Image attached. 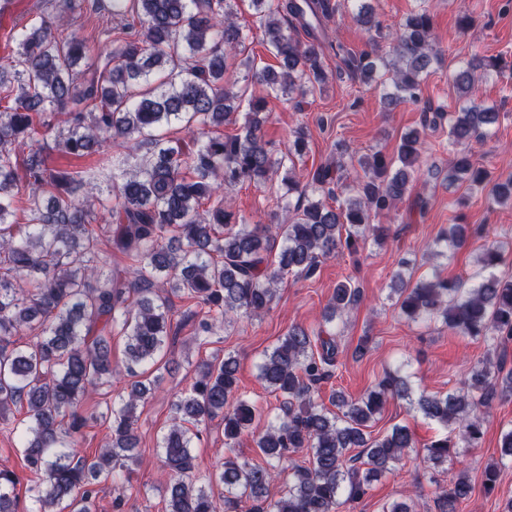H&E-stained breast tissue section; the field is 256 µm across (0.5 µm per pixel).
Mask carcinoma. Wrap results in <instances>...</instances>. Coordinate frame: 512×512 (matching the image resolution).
Instances as JSON below:
<instances>
[{
	"instance_id": "obj_1",
	"label": "carcinoma",
	"mask_w": 512,
	"mask_h": 512,
	"mask_svg": "<svg viewBox=\"0 0 512 512\" xmlns=\"http://www.w3.org/2000/svg\"><path fill=\"white\" fill-rule=\"evenodd\" d=\"M236 0H92L91 6L115 23L112 48L102 51L88 38H58L54 30L72 15L41 17L21 32H9L16 51L0 65V424L19 438L24 466L37 475L30 487L35 512H97L94 485L122 479L134 450L135 410L150 388L139 377L168 348L171 298L199 307L195 339L203 340L221 322L237 315L258 316L270 309L277 286L290 275L313 276L322 260L357 250L387 229L373 223L406 196L427 131L448 124L450 182L482 184L487 174L473 169L469 143L499 113L472 99L480 70L501 72L498 57H473L455 78L461 105L444 112L424 104L421 129L401 138L396 160L377 151L355 156L341 143L336 158L297 176L293 164L306 149L304 129L294 130L279 152L265 140L266 98L226 84L224 75L245 42L236 21ZM278 68L246 60L251 81L268 92L309 93L326 81L322 46L325 20L337 10L331 0H249ZM352 22L380 33L383 23L368 3ZM346 70L367 84L390 86L383 101L419 103L423 82L439 52L432 18L418 7L399 22L386 54L379 47L357 57L342 56ZM246 109L239 132L218 127ZM178 124L196 145H165L163 130ZM132 143L112 166L121 184L106 191L93 170L84 174L49 168L48 142L75 158L96 155L104 144ZM29 147L26 161L20 148ZM296 204H285L284 224H240L213 199L217 187L273 184L280 169ZM336 201L329 209L309 194ZM97 196L108 219L94 226L88 198ZM22 204L26 222L14 220ZM467 241L465 226L453 224L438 238L454 252ZM117 252L126 264L107 262ZM501 251L489 246L478 257L483 275L470 285L436 277L415 282L399 269L391 293L402 317L411 322L440 319L471 339H512V280L495 272ZM166 295L153 292L155 281ZM361 290L351 281L337 285L322 313L328 325L355 309ZM322 328L293 325L264 352L259 377L283 397L281 415L254 438L265 464L240 459L235 443L252 423L255 408L239 391L238 361L197 366L190 393L175 404L172 425L161 438L169 474L165 512H218L212 488L194 479L198 469L187 424L224 422V462L215 480L224 486V512H338L367 494L372 482L395 470L411 448L410 429L395 424L377 438L364 429L390 400L438 424L446 434L424 445L423 461L437 468L461 448H476L485 416L496 397L512 395V372L499 384V362L478 360L458 390L446 395H414L409 376L385 374L359 398L335 392L331 410L314 398V388L331 377L335 337ZM34 340L20 344L17 337ZM126 339L124 372L133 379L119 408L112 409V437L98 452L78 450L86 398L112 385V337ZM23 413L19 420L16 414ZM362 449V466L348 456ZM308 464H293L288 491L268 496L277 465L302 450ZM436 512H458L471 497L469 476L449 485L435 479ZM17 481L0 463V512H17Z\"/></svg>"
}]
</instances>
